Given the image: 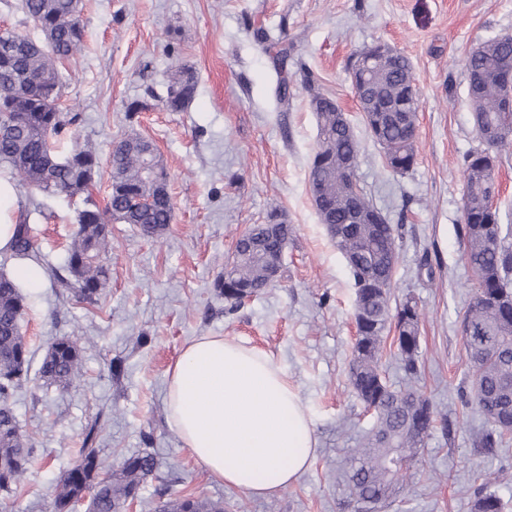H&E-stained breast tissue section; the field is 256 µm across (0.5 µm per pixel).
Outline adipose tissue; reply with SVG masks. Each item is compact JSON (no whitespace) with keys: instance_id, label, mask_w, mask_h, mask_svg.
Returning <instances> with one entry per match:
<instances>
[{"instance_id":"obj_1","label":"adipose tissue","mask_w":512,"mask_h":512,"mask_svg":"<svg viewBox=\"0 0 512 512\" xmlns=\"http://www.w3.org/2000/svg\"><path fill=\"white\" fill-rule=\"evenodd\" d=\"M170 427L207 473L254 497L295 482L315 457L312 420L268 352L221 336L190 341L171 368Z\"/></svg>"}]
</instances>
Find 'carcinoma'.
<instances>
[{"label": "carcinoma", "mask_w": 512, "mask_h": 512, "mask_svg": "<svg viewBox=\"0 0 512 512\" xmlns=\"http://www.w3.org/2000/svg\"><path fill=\"white\" fill-rule=\"evenodd\" d=\"M20 9L34 27L48 34L52 50L29 36L0 30V125L9 124L0 137V163L18 185L45 197L84 196L77 229L67 248L62 270H52L59 287L76 302L94 306L109 280L103 263L108 253L109 225L131 224L146 236L161 235L172 223L173 206L163 200L167 172L160 166L152 142L137 135L116 141L110 153L111 192L105 208L92 198L98 156L92 144L79 141L76 132L81 116L61 110L63 82L56 62L70 59L84 46L85 25L79 0H21ZM386 63L374 73L378 98L361 109L372 139L380 145L387 168L405 174L415 165L417 151L400 108L401 92L413 84L409 59L386 45L377 44ZM512 63V36L478 44L466 56L467 76H483L480 98L475 102L482 113L496 118L502 100L495 73ZM277 72L276 99L288 101V50L274 57ZM197 76L179 67L167 87L165 106L181 111L195 96ZM327 94L315 90L310 105L317 120V146L308 167V181L321 186L323 202L314 203L320 223L341 225L342 233L332 236L344 257L355 292L363 304L364 322L357 325L350 367V383L374 423L362 446L340 470V483L353 512H379L405 489L417 463V455L436 422V410L418 388L397 389L389 384L383 370L384 342L390 329L395 336L397 356L406 375H420V335L423 314L417 302L405 298L391 305L393 275L397 265V239L402 226L347 223L349 186L342 173V160L360 152L352 126L340 123L336 111H321L316 104ZM476 132L482 147L463 157L464 187L462 218L458 229L463 259L477 287L463 319L466 365L472 387L465 394L467 405L478 410L489 429L481 440L484 448H495L512 434V226L501 223L500 209L478 210L472 202L497 192L493 171L477 164L485 146L494 154L512 147V120L496 128L488 141L487 130ZM72 140L73 163L63 165L47 142H58L62 134ZM292 233L286 225L280 237L267 234L265 226L254 224L237 239L239 258L224 268L216 288L235 307L242 303L245 288L265 290L267 260L288 246ZM10 260L41 263L34 247L30 225L22 219L15 224L13 239L4 249L3 262ZM26 298L10 275L0 273V492L10 495L37 448L31 435L22 431L12 408L15 393L29 381L30 351L22 335L21 321ZM81 346L71 338L55 340L38 369L46 383L66 386L78 378ZM97 425L85 433L79 458L57 480L55 512H71L80 501L88 512H121L138 495L147 479L155 475L156 462L149 454L127 458L117 473L105 470L99 455ZM473 512H503L499 497L484 493L476 498ZM161 512H224L222 501H200L191 497L167 498Z\"/></svg>", "instance_id": "cac0c4a2"}]
</instances>
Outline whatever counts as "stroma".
Instances as JSON below:
<instances>
[{
	"label": "stroma",
	"mask_w": 512,
	"mask_h": 512,
	"mask_svg": "<svg viewBox=\"0 0 512 512\" xmlns=\"http://www.w3.org/2000/svg\"><path fill=\"white\" fill-rule=\"evenodd\" d=\"M86 44L58 69L61 103L82 115L80 135L99 158L98 205L110 193L112 144L151 139L167 171L174 220L155 238L112 227V266L99 303H76L42 277L24 285L22 331L38 370L47 346L81 345L82 374L59 388L32 378L13 399L37 457L0 512H54L52 488L71 468L92 422L112 469L147 452L157 463L125 512H153L156 488L171 498L220 500L224 512H352L336 469L373 420L350 382L356 329L345 260L312 203L308 164L317 144L307 76L352 122L361 143L357 181L390 223L401 225L393 300L424 312L421 372L437 421L407 489L388 512H471L496 494L512 512V441L477 447L487 424L466 407L470 387L462 315L475 282L461 258L462 159L479 144L465 58L478 43L512 35V0H83ZM289 48L286 107L274 98L271 56L254 29ZM385 43L409 58L418 98L417 163L387 168L368 135L350 72L365 46ZM198 85L184 110L164 105L175 66ZM142 103L132 113L131 103ZM44 268L61 267L82 197L16 191ZM281 214L293 228L282 276L239 307L215 288L240 232ZM222 336L271 353L297 388L318 442L311 466L268 499L213 480L166 419L168 372L186 343Z\"/></svg>",
	"instance_id": "1"
}]
</instances>
